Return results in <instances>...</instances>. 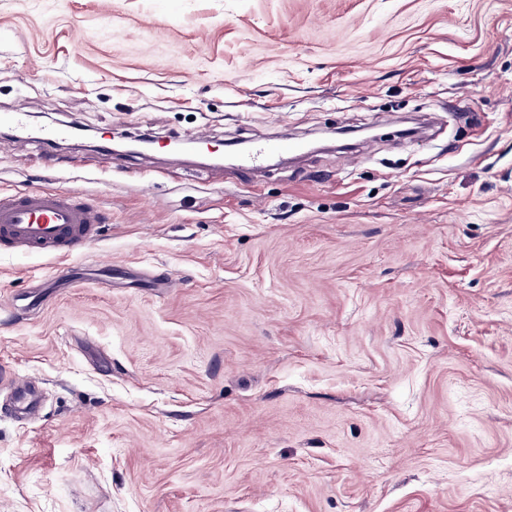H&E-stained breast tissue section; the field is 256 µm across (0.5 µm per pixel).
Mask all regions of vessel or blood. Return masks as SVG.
Instances as JSON below:
<instances>
[{"label": "vessel or blood", "mask_w": 512, "mask_h": 512, "mask_svg": "<svg viewBox=\"0 0 512 512\" xmlns=\"http://www.w3.org/2000/svg\"><path fill=\"white\" fill-rule=\"evenodd\" d=\"M0 123L28 131L30 138L44 147L66 134L60 127L27 130L26 114L20 108L0 114ZM299 149L290 137L270 138L240 152L235 167L240 174L248 175L268 157ZM101 222L98 207L78 191L0 195V244L16 253L68 257L97 241Z\"/></svg>", "instance_id": "obj_1"}]
</instances>
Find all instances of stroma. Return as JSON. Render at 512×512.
Returning a JSON list of instances; mask_svg holds the SVG:
<instances>
[{
	"mask_svg": "<svg viewBox=\"0 0 512 512\" xmlns=\"http://www.w3.org/2000/svg\"><path fill=\"white\" fill-rule=\"evenodd\" d=\"M0 512H512V0H0ZM343 126L243 177L169 157ZM154 151L104 157L100 142ZM0 123H7L10 128L26 131L30 139L37 142L43 147H50L57 140L66 135L67 131L60 127H49L40 129H28L26 126V113L23 107H17L12 112H4L0 114ZM101 222L78 191L0 195V244L15 253L68 257L97 241Z\"/></svg>",
	"mask_w": 512,
	"mask_h": 512,
	"instance_id": "obj_1",
	"label": "stroma"
}]
</instances>
